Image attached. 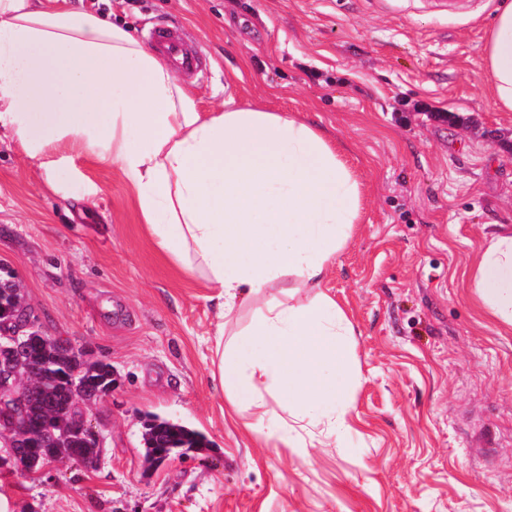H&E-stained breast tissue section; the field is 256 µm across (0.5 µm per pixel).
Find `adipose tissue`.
I'll return each mask as SVG.
<instances>
[{
	"label": "adipose tissue",
	"mask_w": 512,
	"mask_h": 512,
	"mask_svg": "<svg viewBox=\"0 0 512 512\" xmlns=\"http://www.w3.org/2000/svg\"><path fill=\"white\" fill-rule=\"evenodd\" d=\"M483 59L496 107L512 112V0ZM0 128L32 160L64 139L112 160L156 250L204 280L219 321L277 289L235 339L216 335L212 379L267 446L302 447L304 421L345 447L355 330L323 285L359 221L360 184L322 128L304 115L200 111L129 31L61 0H0ZM469 280L511 331L512 229L486 240ZM269 393L287 398V416L267 410Z\"/></svg>",
	"instance_id": "adipose-tissue-1"
}]
</instances>
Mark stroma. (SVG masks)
I'll list each match as a JSON object with an SVG mask.
<instances>
[{"instance_id": "1", "label": "stroma", "mask_w": 512, "mask_h": 512, "mask_svg": "<svg viewBox=\"0 0 512 512\" xmlns=\"http://www.w3.org/2000/svg\"><path fill=\"white\" fill-rule=\"evenodd\" d=\"M499 0H70L140 41L184 32L198 107L312 114L361 184L326 286L352 321L349 448L266 447L210 371L202 281L155 250L116 164L65 140L42 162L0 130V280L36 329L112 366L86 406L90 469L0 467L8 512H512V332L467 288L512 225V112L483 81ZM159 416L208 447L148 466Z\"/></svg>"}]
</instances>
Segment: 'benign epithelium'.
Instances as JSON below:
<instances>
[{"mask_svg": "<svg viewBox=\"0 0 512 512\" xmlns=\"http://www.w3.org/2000/svg\"><path fill=\"white\" fill-rule=\"evenodd\" d=\"M36 341L53 344L33 329L28 308L17 298L9 312L0 315V446L9 449L13 459L33 445L28 427L46 373V365L32 352Z\"/></svg>", "mask_w": 512, "mask_h": 512, "instance_id": "7a95c632", "label": "benign epithelium"}]
</instances>
